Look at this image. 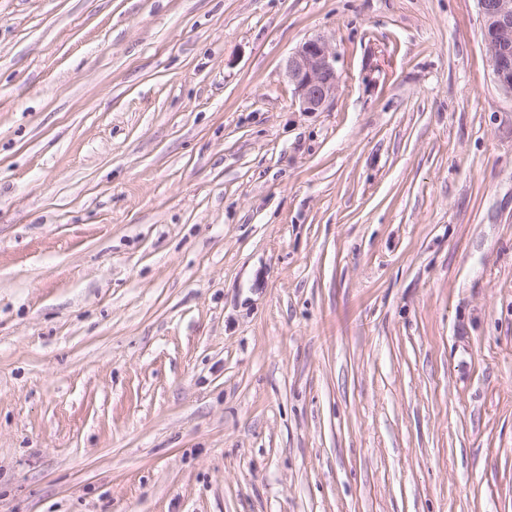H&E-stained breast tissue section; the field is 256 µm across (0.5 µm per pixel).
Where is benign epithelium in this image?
I'll list each match as a JSON object with an SVG mask.
<instances>
[{
    "instance_id": "7a95c632",
    "label": "benign epithelium",
    "mask_w": 512,
    "mask_h": 512,
    "mask_svg": "<svg viewBox=\"0 0 512 512\" xmlns=\"http://www.w3.org/2000/svg\"><path fill=\"white\" fill-rule=\"evenodd\" d=\"M488 66L500 94L512 101V0H477ZM336 52L321 37L302 41L286 61L293 98L304 112H322L336 96Z\"/></svg>"
}]
</instances>
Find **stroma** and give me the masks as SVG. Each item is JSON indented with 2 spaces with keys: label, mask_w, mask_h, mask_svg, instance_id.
Listing matches in <instances>:
<instances>
[{
  "label": "stroma",
  "mask_w": 512,
  "mask_h": 512,
  "mask_svg": "<svg viewBox=\"0 0 512 512\" xmlns=\"http://www.w3.org/2000/svg\"><path fill=\"white\" fill-rule=\"evenodd\" d=\"M0 512H512L476 0H0ZM336 52L321 37L302 41L286 61V76L293 98L305 112H322L336 96L340 77Z\"/></svg>",
  "instance_id": "35a3bbf8"
}]
</instances>
